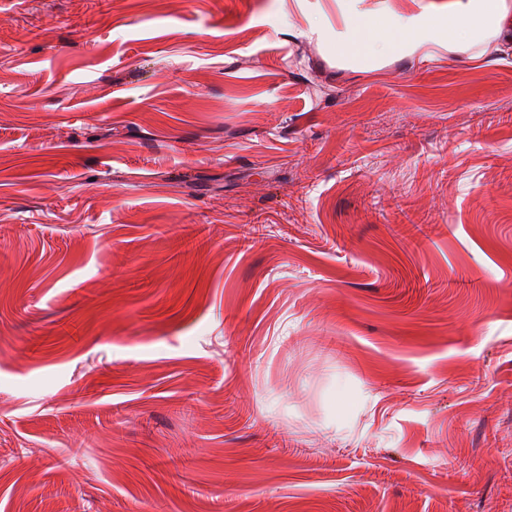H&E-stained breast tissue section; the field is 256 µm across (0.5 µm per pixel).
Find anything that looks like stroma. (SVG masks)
Listing matches in <instances>:
<instances>
[{"label": "stroma", "instance_id": "stroma-1", "mask_svg": "<svg viewBox=\"0 0 512 512\" xmlns=\"http://www.w3.org/2000/svg\"><path fill=\"white\" fill-rule=\"evenodd\" d=\"M447 11L0 0V512H512V44L336 51ZM428 30L425 22L418 26H399L371 17L349 18L336 38V51L343 55L361 54L372 59L379 54L390 52L419 39Z\"/></svg>", "mask_w": 512, "mask_h": 512}]
</instances>
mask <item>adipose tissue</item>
I'll use <instances>...</instances> for the list:
<instances>
[{
	"label": "adipose tissue",
	"instance_id": "obj_1",
	"mask_svg": "<svg viewBox=\"0 0 512 512\" xmlns=\"http://www.w3.org/2000/svg\"><path fill=\"white\" fill-rule=\"evenodd\" d=\"M512 20V0H448V13L434 28L426 24L400 26L371 17L349 18L336 41L344 55L371 59L419 39L426 30L448 43L452 55L470 56L474 48L489 38L502 35L506 21Z\"/></svg>",
	"mask_w": 512,
	"mask_h": 512
}]
</instances>
